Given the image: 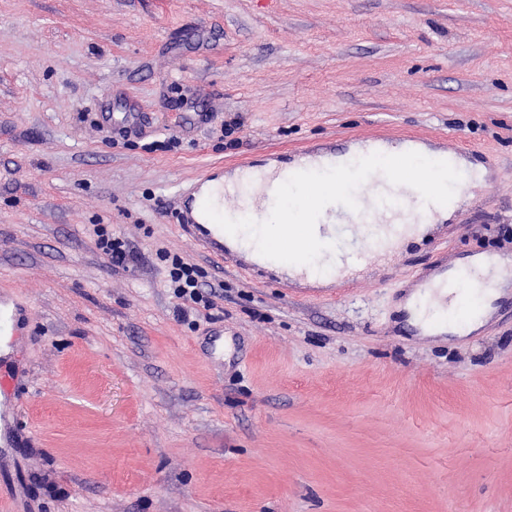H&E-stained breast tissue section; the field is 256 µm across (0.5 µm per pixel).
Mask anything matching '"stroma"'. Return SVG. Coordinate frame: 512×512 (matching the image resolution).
Here are the masks:
<instances>
[{
	"label": "stroma",
	"mask_w": 512,
	"mask_h": 512,
	"mask_svg": "<svg viewBox=\"0 0 512 512\" xmlns=\"http://www.w3.org/2000/svg\"><path fill=\"white\" fill-rule=\"evenodd\" d=\"M370 137L489 175L347 291L218 261L173 221L204 169ZM165 251L219 285L208 317L178 318ZM497 254L512 0H0V512H512V287L460 340L401 308ZM97 244L109 255L114 266H122L130 255L128 244L119 237H110L103 227L97 228Z\"/></svg>",
	"instance_id": "1"
}]
</instances>
